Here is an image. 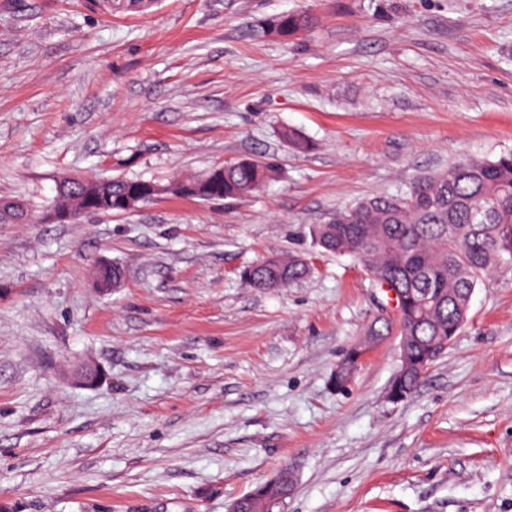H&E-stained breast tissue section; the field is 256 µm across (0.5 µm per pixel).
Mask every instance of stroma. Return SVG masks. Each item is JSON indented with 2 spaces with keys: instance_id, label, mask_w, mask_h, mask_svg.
Here are the masks:
<instances>
[{
  "instance_id": "35a3bbf8",
  "label": "stroma",
  "mask_w": 512,
  "mask_h": 512,
  "mask_svg": "<svg viewBox=\"0 0 512 512\" xmlns=\"http://www.w3.org/2000/svg\"><path fill=\"white\" fill-rule=\"evenodd\" d=\"M309 12L285 41L261 21ZM309 140L293 151L278 129ZM512 151V0H0V512H226L280 470L285 512H512V279L394 404L391 329L358 259L313 225L461 158ZM279 179L238 200L163 192L58 224L69 177L162 186L237 157ZM296 252L276 290L241 271ZM124 278L94 288L99 261ZM102 370L96 385L71 372ZM379 323L380 325H378ZM388 329V323L381 319H375L369 324L365 332V338L351 348L355 353L352 360L345 365L349 373L352 374L365 354L373 347L371 344L374 342V339L371 336L381 339L388 332Z\"/></svg>"
}]
</instances>
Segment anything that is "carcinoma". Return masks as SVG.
<instances>
[{"mask_svg": "<svg viewBox=\"0 0 512 512\" xmlns=\"http://www.w3.org/2000/svg\"><path fill=\"white\" fill-rule=\"evenodd\" d=\"M156 0H112V13H145ZM312 17L282 13L268 19V33L288 38L308 28ZM280 139L296 152L310 143L291 126ZM281 169L271 161L243 157L213 168L169 192L205 201L238 199L277 179ZM105 195L88 205L77 191L58 198L78 213L124 210L125 197L146 198L143 180L107 179ZM315 243L326 252L364 262L375 286L392 288L399 309L400 335L409 337L408 365L393 376L390 402L411 397L431 363L467 320L476 286L492 274L512 273V152L490 160L461 159L448 168L416 179L403 195H379L312 227ZM310 266L299 255L265 258L243 272L259 290L284 288L306 278Z\"/></svg>", "mask_w": 512, "mask_h": 512, "instance_id": "cac0c4a2", "label": "carcinoma"}]
</instances>
